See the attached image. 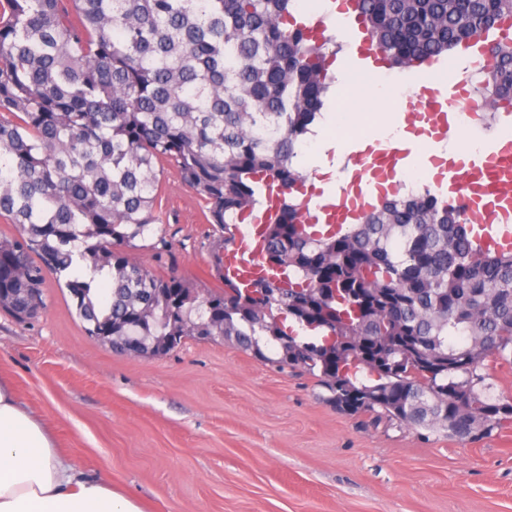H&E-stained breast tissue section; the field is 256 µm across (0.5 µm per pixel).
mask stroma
I'll return each instance as SVG.
<instances>
[{
	"instance_id": "obj_1",
	"label": "stroma",
	"mask_w": 512,
	"mask_h": 512,
	"mask_svg": "<svg viewBox=\"0 0 512 512\" xmlns=\"http://www.w3.org/2000/svg\"><path fill=\"white\" fill-rule=\"evenodd\" d=\"M369 82L351 70L332 88L337 112L359 116L347 141L385 122ZM161 183L167 245L146 239L134 261L219 286L205 203L172 164ZM43 290L35 319L0 311V376L79 473L144 512H512V427L461 442L372 426L230 340L117 355L86 334L62 276L47 273Z\"/></svg>"
}]
</instances>
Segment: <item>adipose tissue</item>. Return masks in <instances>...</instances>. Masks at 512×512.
<instances>
[{
	"label": "adipose tissue",
	"mask_w": 512,
	"mask_h": 512,
	"mask_svg": "<svg viewBox=\"0 0 512 512\" xmlns=\"http://www.w3.org/2000/svg\"><path fill=\"white\" fill-rule=\"evenodd\" d=\"M335 111L324 112L314 130L315 152L302 165L316 171L322 201H332L343 185L346 153L340 140L324 133L339 127ZM0 512H143L133 498L111 485L81 478L64 457L45 425L24 408L13 389L0 379Z\"/></svg>",
	"instance_id": "1"
}]
</instances>
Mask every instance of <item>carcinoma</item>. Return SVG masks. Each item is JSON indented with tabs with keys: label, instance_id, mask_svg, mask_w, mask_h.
<instances>
[{
	"label": "carcinoma",
	"instance_id": "carcinoma-1",
	"mask_svg": "<svg viewBox=\"0 0 512 512\" xmlns=\"http://www.w3.org/2000/svg\"><path fill=\"white\" fill-rule=\"evenodd\" d=\"M389 65L415 67L512 20V0H355ZM293 0H0V310L44 303L45 273L87 333L119 355L232 339L317 379L324 400L376 424L455 437L512 426V247L483 245L427 193L384 200L328 235L300 222L296 146L335 82L327 42L288 24ZM481 112L512 104V37L489 48ZM173 164L222 232L223 285L195 292L130 251L162 231L160 169ZM283 279L248 297L224 275L260 185Z\"/></svg>",
	"mask_w": 512,
	"mask_h": 512
}]
</instances>
